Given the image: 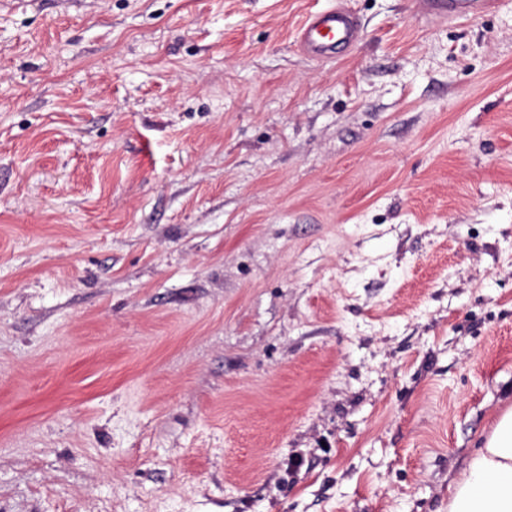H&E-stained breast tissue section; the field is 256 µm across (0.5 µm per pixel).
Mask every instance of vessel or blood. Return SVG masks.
<instances>
[{
	"label": "vessel or blood",
	"mask_w": 512,
	"mask_h": 512,
	"mask_svg": "<svg viewBox=\"0 0 512 512\" xmlns=\"http://www.w3.org/2000/svg\"><path fill=\"white\" fill-rule=\"evenodd\" d=\"M419 4L426 15L446 21L479 17L501 6L502 0H419ZM361 37L353 14L336 4L310 15L299 31L302 49L317 59L333 56L358 43Z\"/></svg>",
	"instance_id": "obj_1"
}]
</instances>
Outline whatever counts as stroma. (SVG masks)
<instances>
[{
    "mask_svg": "<svg viewBox=\"0 0 512 512\" xmlns=\"http://www.w3.org/2000/svg\"><path fill=\"white\" fill-rule=\"evenodd\" d=\"M509 407L512 5L0 0V512H447ZM422 11L437 20H453L461 16L476 18L495 7L502 0H419ZM361 37L353 14L336 4L310 15L299 31L302 49L317 59L331 57L355 45Z\"/></svg>",
    "mask_w": 512,
    "mask_h": 512,
    "instance_id": "35a3bbf8",
    "label": "stroma"
}]
</instances>
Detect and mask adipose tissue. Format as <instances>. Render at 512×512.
<instances>
[{
    "label": "adipose tissue",
    "mask_w": 512,
    "mask_h": 512,
    "mask_svg": "<svg viewBox=\"0 0 512 512\" xmlns=\"http://www.w3.org/2000/svg\"><path fill=\"white\" fill-rule=\"evenodd\" d=\"M448 512H512V407L469 457L448 495Z\"/></svg>",
    "instance_id": "obj_1"
}]
</instances>
